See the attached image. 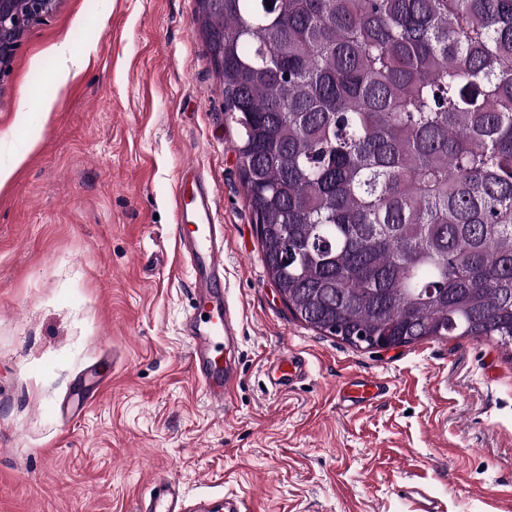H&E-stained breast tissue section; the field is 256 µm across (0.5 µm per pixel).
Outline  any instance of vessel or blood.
<instances>
[{
  "mask_svg": "<svg viewBox=\"0 0 512 512\" xmlns=\"http://www.w3.org/2000/svg\"><path fill=\"white\" fill-rule=\"evenodd\" d=\"M174 211L179 245L191 268L192 311L185 318L189 358L193 376L209 404L227 411L238 375L224 366L215 351L238 341L233 311L224 297V227L215 221V197L211 186L197 172L186 169L174 196ZM306 362L296 352L279 353L267 362V377L273 389L292 388L304 375ZM388 387L380 381L346 379L338 388L340 401L350 406L367 407L383 398ZM146 512H248L244 501L235 495L224 500L207 495L187 499L174 481L154 482Z\"/></svg>",
  "mask_w": 512,
  "mask_h": 512,
  "instance_id": "1",
  "label": "vessel or blood"
}]
</instances>
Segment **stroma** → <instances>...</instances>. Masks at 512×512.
I'll return each mask as SVG.
<instances>
[{
	"mask_svg": "<svg viewBox=\"0 0 512 512\" xmlns=\"http://www.w3.org/2000/svg\"><path fill=\"white\" fill-rule=\"evenodd\" d=\"M91 47L59 84V45ZM51 103L41 118L43 103ZM199 0H57L0 68V512H141L152 479L251 512H512V352L463 336L376 350L295 319L267 273ZM224 226L238 384L218 414L182 324L175 187ZM309 366L272 391L266 363ZM107 383L63 408L86 369ZM352 376L386 398L343 407Z\"/></svg>",
	"mask_w": 512,
	"mask_h": 512,
	"instance_id": "stroma-1",
	"label": "stroma"
}]
</instances>
